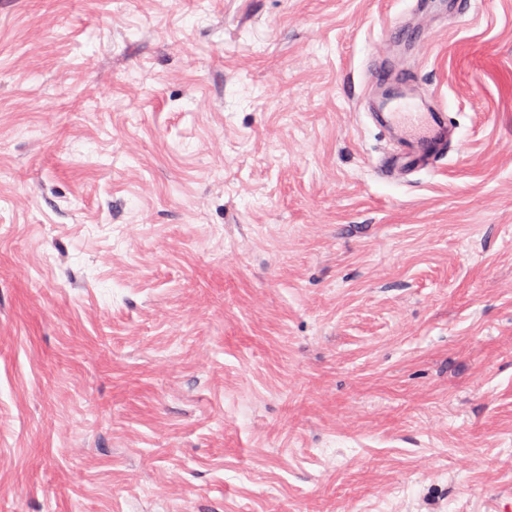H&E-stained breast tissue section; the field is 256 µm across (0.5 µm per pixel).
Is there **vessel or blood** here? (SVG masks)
Wrapping results in <instances>:
<instances>
[{
  "label": "vessel or blood",
  "mask_w": 512,
  "mask_h": 512,
  "mask_svg": "<svg viewBox=\"0 0 512 512\" xmlns=\"http://www.w3.org/2000/svg\"><path fill=\"white\" fill-rule=\"evenodd\" d=\"M381 125L397 130L403 138L401 151L390 163L395 170L428 167L448 145V124L441 112H421L409 104L399 105L382 114Z\"/></svg>",
  "instance_id": "vessel-or-blood-1"
}]
</instances>
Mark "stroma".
I'll return each mask as SVG.
<instances>
[{"label":"stroma","mask_w":512,"mask_h":512,"mask_svg":"<svg viewBox=\"0 0 512 512\" xmlns=\"http://www.w3.org/2000/svg\"><path fill=\"white\" fill-rule=\"evenodd\" d=\"M510 506L512 0H0V512ZM380 127L397 130L403 138L401 151L392 159L394 170L426 168L448 145V124L444 112H419L406 103L389 112H378Z\"/></svg>","instance_id":"obj_1"}]
</instances>
